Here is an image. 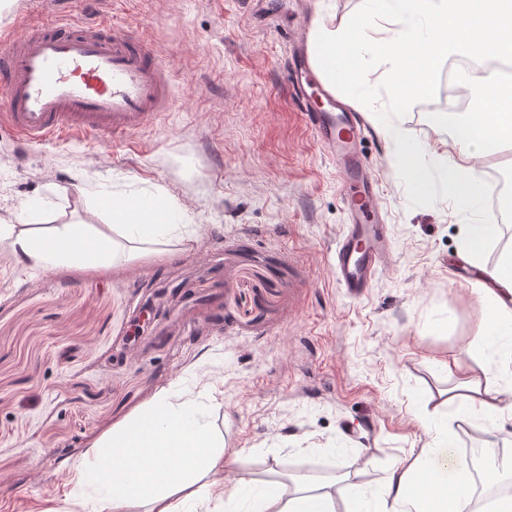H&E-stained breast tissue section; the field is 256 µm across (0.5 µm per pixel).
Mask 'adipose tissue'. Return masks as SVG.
<instances>
[{
	"instance_id": "obj_1",
	"label": "adipose tissue",
	"mask_w": 512,
	"mask_h": 512,
	"mask_svg": "<svg viewBox=\"0 0 512 512\" xmlns=\"http://www.w3.org/2000/svg\"><path fill=\"white\" fill-rule=\"evenodd\" d=\"M461 127L453 141L457 159L444 152L439 158L447 164L448 195L464 213L479 205L481 183L472 158L512 143V85L484 83ZM103 203L112 228L131 243L159 245L188 231L185 211L159 197H107ZM489 233L472 226L460 251L480 269L474 291L495 333L485 346L489 370L481 380L462 375L460 384L480 396L469 417L487 424L490 433L504 434L512 428V245L493 264L483 263L478 242ZM0 243L8 244L17 265L32 269L114 266L125 257L110 235L86 224H64L49 233L0 224ZM422 426L429 437L425 447L411 461H395L379 486L355 492L348 512H512V493L502 488L505 478H512V449L483 468L499 490L487 510L476 504L475 476L469 460L454 451L447 416L423 420ZM232 470L208 423L206 404L165 393L104 440L79 477L96 489L80 506L82 512H126L137 501L148 512H335L331 492L308 483L289 498L277 482L227 487L224 477ZM430 472L437 480L424 484L422 477Z\"/></svg>"
}]
</instances>
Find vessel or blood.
I'll return each instance as SVG.
<instances>
[{
  "instance_id": "1",
  "label": "vessel or blood",
  "mask_w": 512,
  "mask_h": 512,
  "mask_svg": "<svg viewBox=\"0 0 512 512\" xmlns=\"http://www.w3.org/2000/svg\"><path fill=\"white\" fill-rule=\"evenodd\" d=\"M314 74L296 58L290 87L305 105ZM170 78L150 44L103 18L91 25L60 20L0 39V122L21 139L111 136L120 144L171 104ZM320 145L344 175L351 223L336 243L338 280L349 295L366 288L391 253L379 220L377 182L358 145L365 125L356 112L307 109Z\"/></svg>"
}]
</instances>
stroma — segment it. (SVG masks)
<instances>
[{
	"label": "stroma",
	"instance_id": "obj_1",
	"mask_svg": "<svg viewBox=\"0 0 512 512\" xmlns=\"http://www.w3.org/2000/svg\"><path fill=\"white\" fill-rule=\"evenodd\" d=\"M308 20L360 0H11L0 34L54 20L131 27L167 70L173 105L120 145L69 136L23 144L0 124V222L105 229L101 193L163 196L191 239L134 250L120 265L16 267L0 246V512H74L73 478L111 431L163 392L215 388L210 420L246 482L305 470L339 494L379 485L422 448L424 418L474 399L451 368L484 367L492 330L458 257L448 200L410 206L392 135L369 127L395 256L362 295L332 265L349 222L342 176L289 93L291 41ZM448 86L397 119L423 151ZM344 443L354 454L334 456Z\"/></svg>",
	"mask_w": 512,
	"mask_h": 512
}]
</instances>
